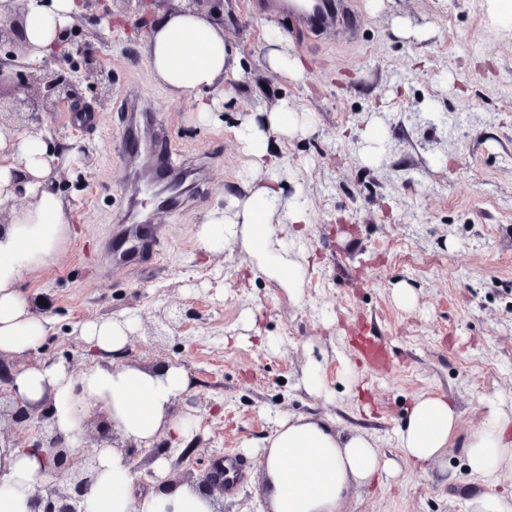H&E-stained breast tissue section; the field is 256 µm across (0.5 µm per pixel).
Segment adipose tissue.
Segmentation results:
<instances>
[{
	"instance_id": "adipose-tissue-1",
	"label": "adipose tissue",
	"mask_w": 512,
	"mask_h": 512,
	"mask_svg": "<svg viewBox=\"0 0 512 512\" xmlns=\"http://www.w3.org/2000/svg\"><path fill=\"white\" fill-rule=\"evenodd\" d=\"M80 7L76 0H53L38 7L26 20L25 37L34 58L53 51L58 28L72 21ZM147 62L170 99L194 97L201 121L213 108L203 94L224 86L225 97L236 93L226 85L240 66L224 40V26L203 13L180 9L161 13L150 32ZM297 128L294 108L281 103L270 111L266 127L254 121L236 130L256 175L247 196L234 200L232 217L210 214L199 237L209 248L224 240H240L255 276L274 282L298 296L304 274L298 262L276 238L274 224H303L304 208L284 195L277 159L270 151V132L290 134ZM13 162L0 166V204L9 201L14 175L27 176L32 203L15 211L10 223L0 225V352L17 353L35 348L45 334V323L34 316L17 289L27 274L46 265L57 253L67 230L62 218L66 204L48 177L59 158L41 138L0 130V151ZM129 322L103 319L83 325L92 363L80 372L65 364H38L16 373L13 382L27 401L46 409L66 440H75L86 399H93L113 426L127 439L151 447L160 433L187 438L185 424L174 413V403L193 382L176 366L148 367L125 362ZM458 413L445 397L425 395L415 400L399 431L405 462L436 460L448 448ZM262 446L263 487L270 512H336L356 486L371 484L391 473L393 462L381 459L373 441L364 434L343 435L320 419L283 418ZM101 476L85 501L86 512H214L210 501L191 485L169 491L135 495V473L128 455L117 448L98 453ZM466 466L484 490L471 499V512H512V495L498 494L512 486V416L492 409L466 444ZM40 462L13 443L0 442V512H30V497Z\"/></svg>"
}]
</instances>
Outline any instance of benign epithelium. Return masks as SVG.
<instances>
[{"instance_id": "benign-epithelium-1", "label": "benign epithelium", "mask_w": 512, "mask_h": 512, "mask_svg": "<svg viewBox=\"0 0 512 512\" xmlns=\"http://www.w3.org/2000/svg\"><path fill=\"white\" fill-rule=\"evenodd\" d=\"M14 13L0 16V44H19L22 54L16 53L9 59L0 58V89L8 85L14 92L16 108L26 111L28 121L36 123L35 131L42 130L37 125L42 112L74 111L80 102L76 95V84L82 74L96 76L97 83L108 87L111 77L97 61L84 54L79 45L71 38V28L58 30L55 40L56 51L45 60L35 63L26 61L27 42L24 35L25 17L30 6L39 5L42 0H17ZM81 58L78 66L69 68V75L58 73L57 68L67 62ZM8 396L12 400L11 418L18 425H37L38 438L23 446L25 450H34L41 457L43 474L51 481L36 486L31 495V512H84L82 503L97 479V460L94 455L73 453L66 439L52 426L50 417L35 408L16 390L12 373L0 375V398ZM68 477V483L60 487L57 481ZM198 488H207V496H212L224 486V468L219 463L199 475L195 483Z\"/></svg>"}]
</instances>
